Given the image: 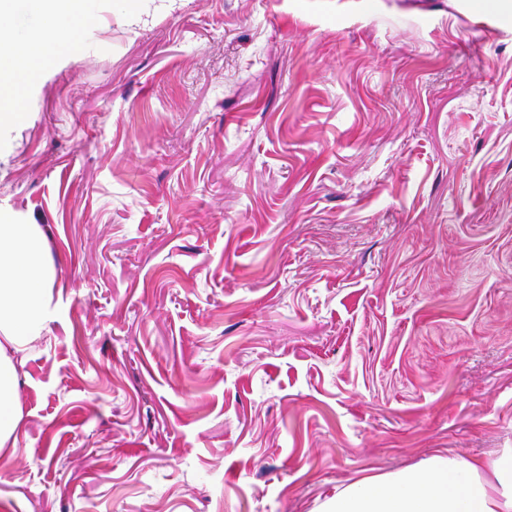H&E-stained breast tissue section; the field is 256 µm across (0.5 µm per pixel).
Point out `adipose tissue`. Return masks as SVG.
Returning a JSON list of instances; mask_svg holds the SVG:
<instances>
[{"label": "adipose tissue", "instance_id": "ef3b65f1", "mask_svg": "<svg viewBox=\"0 0 512 512\" xmlns=\"http://www.w3.org/2000/svg\"><path fill=\"white\" fill-rule=\"evenodd\" d=\"M96 0H0V85L20 105L25 84L65 53L95 19ZM54 266L36 224L0 218V447L17 444L23 418L17 359L47 320ZM323 512H512V452L486 470L462 457L378 475L338 490Z\"/></svg>", "mask_w": 512, "mask_h": 512}]
</instances>
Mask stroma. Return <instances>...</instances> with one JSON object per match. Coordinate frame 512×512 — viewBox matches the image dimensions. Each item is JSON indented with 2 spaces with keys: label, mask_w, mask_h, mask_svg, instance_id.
Returning <instances> with one entry per match:
<instances>
[{
  "label": "stroma",
  "mask_w": 512,
  "mask_h": 512,
  "mask_svg": "<svg viewBox=\"0 0 512 512\" xmlns=\"http://www.w3.org/2000/svg\"><path fill=\"white\" fill-rule=\"evenodd\" d=\"M134 7L0 132L56 270L0 512H321L512 451V10Z\"/></svg>",
  "instance_id": "1"
}]
</instances>
